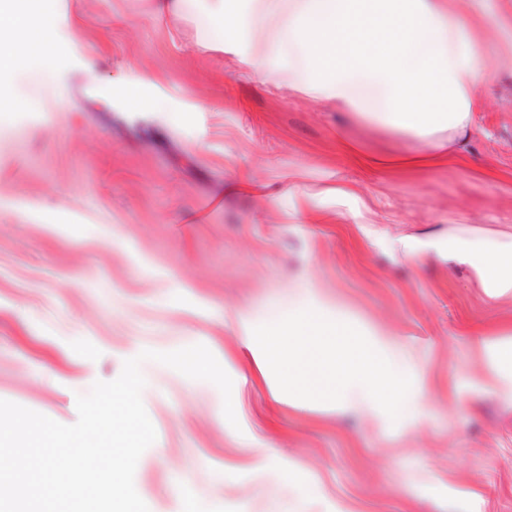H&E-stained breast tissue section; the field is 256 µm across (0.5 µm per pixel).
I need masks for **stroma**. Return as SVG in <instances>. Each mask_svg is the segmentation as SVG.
Instances as JSON below:
<instances>
[{
    "label": "stroma",
    "instance_id": "1",
    "mask_svg": "<svg viewBox=\"0 0 512 512\" xmlns=\"http://www.w3.org/2000/svg\"><path fill=\"white\" fill-rule=\"evenodd\" d=\"M148 4L50 0L52 68L0 83L26 103L0 115V399L71 425L125 360L201 344L237 421L214 384L142 364L149 512H512V400L481 390L475 351L512 336V293L448 257L450 237L512 233V0H469L497 77L465 149L429 169L394 164L420 142L242 77L200 47L199 14ZM145 74L142 104L114 95ZM299 296L396 341L417 423L242 379V326L262 337Z\"/></svg>",
    "mask_w": 512,
    "mask_h": 512
}]
</instances>
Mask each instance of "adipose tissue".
I'll return each instance as SVG.
<instances>
[{"instance_id": "ef3b65f1", "label": "adipose tissue", "mask_w": 512, "mask_h": 512, "mask_svg": "<svg viewBox=\"0 0 512 512\" xmlns=\"http://www.w3.org/2000/svg\"><path fill=\"white\" fill-rule=\"evenodd\" d=\"M203 9L202 46L235 51L228 0H204ZM465 11V0H252L249 45L236 51L237 65L428 148L460 150L480 85L493 76L490 50L469 36ZM0 31L10 36L11 64L51 66L40 53V0H0ZM448 255L493 287L512 290L507 235L451 239ZM240 340L273 398L311 401L339 415L390 403L408 422L422 413L425 394L408 386L412 362L394 341L379 332L359 343L327 307L301 306L287 327L272 321L264 339L245 329ZM476 351L487 367L484 390L512 398V338L482 340Z\"/></svg>"}]
</instances>
